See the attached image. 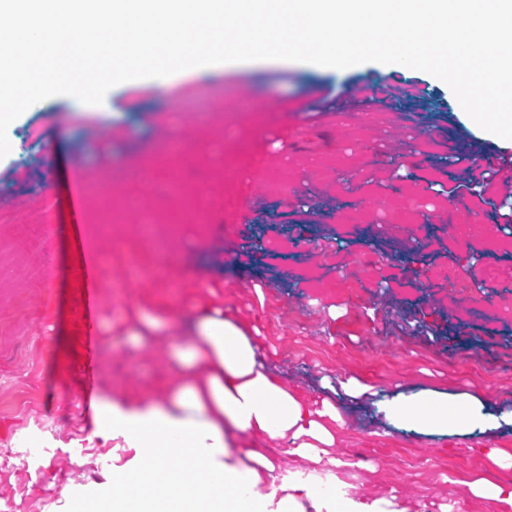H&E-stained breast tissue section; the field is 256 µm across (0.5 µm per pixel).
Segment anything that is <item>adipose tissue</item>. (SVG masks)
Here are the masks:
<instances>
[{"mask_svg": "<svg viewBox=\"0 0 512 512\" xmlns=\"http://www.w3.org/2000/svg\"><path fill=\"white\" fill-rule=\"evenodd\" d=\"M190 343L174 350L176 371L159 397L124 396L94 403L92 436L134 450L112 468L114 481L138 479L163 494L113 497L112 512H417L408 499L362 496L336 480L322 489L320 471L347 468L334 450L345 420L330 399L317 400L274 373L258 328L225 316L215 298L193 305ZM384 417L424 435L466 436L512 426V410L493 412L475 394H397L380 402ZM293 457L283 471L281 454ZM202 471V486L167 466Z\"/></svg>", "mask_w": 512, "mask_h": 512, "instance_id": "1", "label": "adipose tissue"}]
</instances>
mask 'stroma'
Instances as JSON below:
<instances>
[{"label":"stroma","instance_id":"1","mask_svg":"<svg viewBox=\"0 0 512 512\" xmlns=\"http://www.w3.org/2000/svg\"><path fill=\"white\" fill-rule=\"evenodd\" d=\"M110 95L112 113L84 106L62 131L50 118L69 107L66 96L34 104L8 128L0 213L46 218L48 231L32 254L0 223V455L10 457L0 465V512H103L111 503L112 460L134 453L89 447L88 401L164 391L171 351L187 341V317L172 300L200 285L216 287L225 315L260 329L287 385L318 394L323 376H351L386 397L474 393L512 410V192L494 179L464 192L467 210L448 215L473 144L483 146L482 168L496 170L512 160V141L474 126L446 83L377 62L336 71L257 60L180 71L162 87L135 79ZM257 96L272 98L271 109H256ZM161 132L186 137L187 154L156 151ZM73 151L112 176L111 193L77 221L62 165ZM219 157L235 173L222 196L202 197ZM142 168L161 181L179 170L188 188L156 198L147 233L126 207L141 194ZM373 198L386 209L367 213ZM402 203L410 221L400 231L391 209ZM253 247L276 260L251 262ZM462 276L483 296L468 319L457 314ZM89 287L95 373L82 395ZM137 306L164 317V329L130 336L126 317ZM341 409L335 453L352 466L339 476L357 493H396L426 512L464 499L468 512H483L467 481L512 482V468L484 453H512L511 429L426 437L388 425L368 403Z\"/></svg>","mask_w":512,"mask_h":512}]
</instances>
